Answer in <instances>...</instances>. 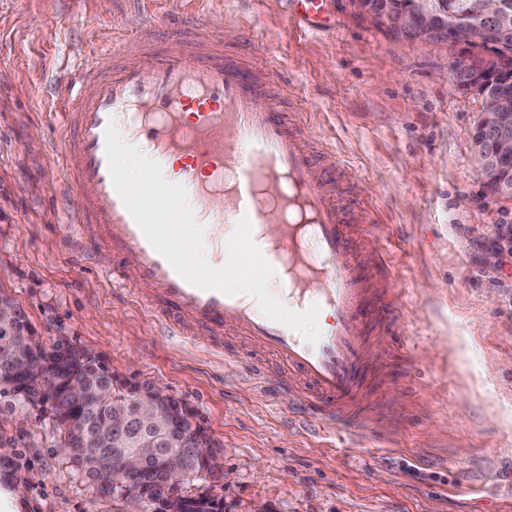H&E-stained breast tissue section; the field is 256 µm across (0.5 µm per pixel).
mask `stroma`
Wrapping results in <instances>:
<instances>
[{"mask_svg":"<svg viewBox=\"0 0 512 512\" xmlns=\"http://www.w3.org/2000/svg\"><path fill=\"white\" fill-rule=\"evenodd\" d=\"M320 30L292 0H0V293L46 345L94 349L121 376L159 383L222 447L226 478L189 494L224 512H512V253L486 255L512 228V200L491 196L474 158L476 91L443 74L462 50L392 37L329 0ZM224 53L255 57L253 25L311 111L333 164L358 178L346 195L370 208L387 245L399 320L379 336L376 394L363 423L331 443L271 401L222 354L167 335L94 267L61 252L77 195L51 160L54 110L68 73L122 42L142 58L190 38L197 18ZM37 482L16 484L19 512H115L71 469L47 416L0 397V436Z\"/></svg>","mask_w":512,"mask_h":512,"instance_id":"stroma-1","label":"stroma"}]
</instances>
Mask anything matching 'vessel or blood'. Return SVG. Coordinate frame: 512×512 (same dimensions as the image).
<instances>
[{
  "label": "vessel or blood",
  "mask_w": 512,
  "mask_h": 512,
  "mask_svg": "<svg viewBox=\"0 0 512 512\" xmlns=\"http://www.w3.org/2000/svg\"><path fill=\"white\" fill-rule=\"evenodd\" d=\"M280 77L273 62L246 67L205 37L190 52L172 43L149 63L102 48L64 87L52 154L83 199L64 245L89 259L110 252L113 285L175 335L244 361L252 378L261 376L255 354L271 355L288 370L282 387L298 416L332 437L365 397L379 357L373 337L389 335L396 321L392 274L365 228L369 209L334 194L354 171L320 165L319 149L299 131L306 113L284 111L268 91ZM111 124L185 188L199 224L248 219L253 243L285 284L289 310L318 306L316 343L268 318L253 297L188 283L152 247L113 185ZM129 268L137 279L128 286Z\"/></svg>",
  "instance_id": "obj_1"
}]
</instances>
